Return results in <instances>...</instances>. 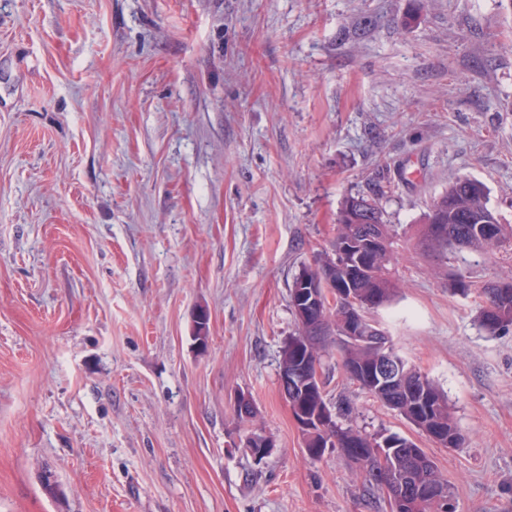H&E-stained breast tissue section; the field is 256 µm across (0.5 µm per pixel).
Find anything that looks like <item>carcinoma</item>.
Instances as JSON below:
<instances>
[{
    "label": "carcinoma",
    "instance_id": "1",
    "mask_svg": "<svg viewBox=\"0 0 512 512\" xmlns=\"http://www.w3.org/2000/svg\"><path fill=\"white\" fill-rule=\"evenodd\" d=\"M392 191L391 184L378 185L375 196H347L338 215L336 240L331 251L315 256L313 263L302 267L289 289L300 286L301 276L311 279H329L338 292L361 304L368 314L363 323V335L350 336L346 326V308L340 301L327 302L326 322L333 327L329 336L298 328L288 337L282 348L280 365L298 368L303 363L322 362L323 353L332 346L340 356L348 378L362 390L374 395L385 405L398 411L422 434L445 448H459L465 438L455 426L448 405V397L426 375L409 364L395 351L386 334L380 329L371 312L389 304L398 293L400 284L392 276L390 265L398 245L396 225L387 223L376 197ZM453 239L458 247L492 255L504 243L512 240V225L504 224L488 205L486 185L475 178L459 179L436 198L417 225L414 247L437 274L448 278V290L454 295L478 299L477 321L490 334L512 327V277L471 280L463 273H448V249L443 238ZM393 357L400 365L401 378L389 386L376 372L379 361ZM284 398L308 417L320 414L329 407L323 383L316 381L287 390ZM390 444L396 449L390 466L385 467L373 449ZM306 447L320 457L327 448H337L344 457L351 449L362 448L365 456L358 460V468L366 474L365 482L380 490L382 484L374 471L383 472L384 481L391 484H411L415 487L436 485L444 491L443 498L452 500L448 480L435 463L411 439L363 433L340 421L327 433L308 436Z\"/></svg>",
    "mask_w": 512,
    "mask_h": 512
}]
</instances>
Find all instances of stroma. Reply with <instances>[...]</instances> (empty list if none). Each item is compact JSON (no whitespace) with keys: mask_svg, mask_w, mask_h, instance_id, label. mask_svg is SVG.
I'll return each instance as SVG.
<instances>
[{"mask_svg":"<svg viewBox=\"0 0 512 512\" xmlns=\"http://www.w3.org/2000/svg\"><path fill=\"white\" fill-rule=\"evenodd\" d=\"M383 177L401 288L373 317L467 443L431 442L333 351L326 400L412 439L454 512H512V330L481 329L409 243L464 177L512 224V10L0 0V512H390L339 449L306 454L278 384L293 278ZM448 269L512 275V248ZM240 392L276 444L260 463Z\"/></svg>","mask_w":512,"mask_h":512,"instance_id":"obj_1","label":"stroma"}]
</instances>
